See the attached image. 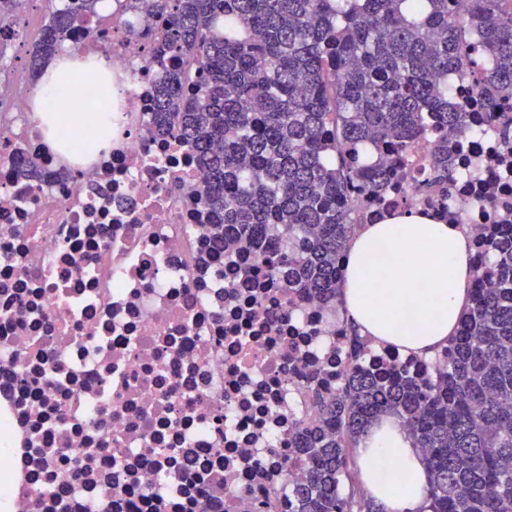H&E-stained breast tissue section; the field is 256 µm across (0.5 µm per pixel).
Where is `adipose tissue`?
<instances>
[{
	"instance_id": "obj_1",
	"label": "adipose tissue",
	"mask_w": 512,
	"mask_h": 512,
	"mask_svg": "<svg viewBox=\"0 0 512 512\" xmlns=\"http://www.w3.org/2000/svg\"><path fill=\"white\" fill-rule=\"evenodd\" d=\"M94 94L93 121L109 126L114 90L109 62L95 53L52 61L33 96L31 120L56 151L67 152L87 126L72 112ZM470 239L462 227L415 210L357 229L341 283L344 320L361 335L400 351L433 356L455 335L469 304ZM361 479L382 512H419L427 479L422 457L393 420L373 425L356 450Z\"/></svg>"
}]
</instances>
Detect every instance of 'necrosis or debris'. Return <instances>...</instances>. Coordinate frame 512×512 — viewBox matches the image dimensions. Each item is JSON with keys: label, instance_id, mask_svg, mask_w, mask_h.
Returning a JSON list of instances; mask_svg holds the SVG:
<instances>
[{"label": "necrosis or debris", "instance_id": "1", "mask_svg": "<svg viewBox=\"0 0 512 512\" xmlns=\"http://www.w3.org/2000/svg\"><path fill=\"white\" fill-rule=\"evenodd\" d=\"M127 23L97 14L71 50L110 51L112 132L95 151L50 150L28 120L31 75L0 65V480L7 512H254L304 480L294 436L323 425L351 339L335 308L296 303L241 244L214 254L194 195L206 176L177 136H151L156 62ZM448 194L471 240L512 218V153L498 123L472 112ZM38 166V182L16 163ZM431 161L416 142L413 194ZM495 186L497 207L485 200ZM362 366L437 372L436 358L367 346Z\"/></svg>", "mask_w": 512, "mask_h": 512}]
</instances>
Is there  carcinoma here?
<instances>
[{
	"label": "carcinoma",
	"instance_id": "cac0c4a2",
	"mask_svg": "<svg viewBox=\"0 0 512 512\" xmlns=\"http://www.w3.org/2000/svg\"><path fill=\"white\" fill-rule=\"evenodd\" d=\"M34 42L40 72L100 0H56ZM157 16L153 130L175 133L209 179L200 202L216 250L262 252L297 299L341 304L338 262L366 206L408 168L419 140L446 183L451 145L470 131L472 102L448 105V73L465 71L487 107L512 99V0H133ZM198 90L186 95L189 83ZM474 274L448 364L419 378L366 373L351 355L345 382L322 401L324 426L298 436L308 479L288 489L293 512H381L363 493L354 449L382 416L420 449L428 482L421 512H512V228L478 241Z\"/></svg>",
	"mask_w": 512,
	"mask_h": 512
}]
</instances>
